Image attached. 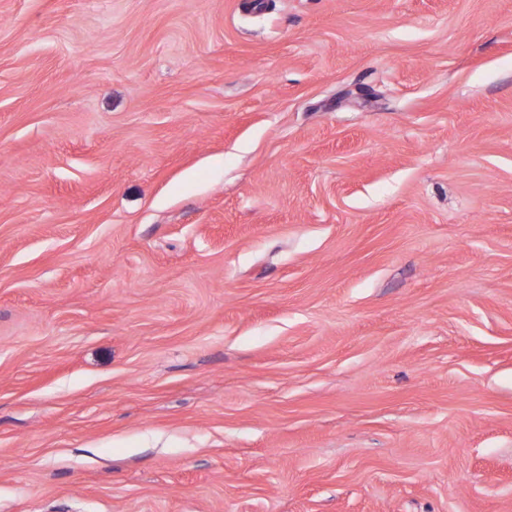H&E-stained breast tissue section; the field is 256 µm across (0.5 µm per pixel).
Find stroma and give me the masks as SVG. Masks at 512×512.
I'll return each instance as SVG.
<instances>
[{
	"label": "stroma",
	"instance_id": "stroma-1",
	"mask_svg": "<svg viewBox=\"0 0 512 512\" xmlns=\"http://www.w3.org/2000/svg\"><path fill=\"white\" fill-rule=\"evenodd\" d=\"M0 0V512H512V0Z\"/></svg>",
	"mask_w": 512,
	"mask_h": 512
}]
</instances>
